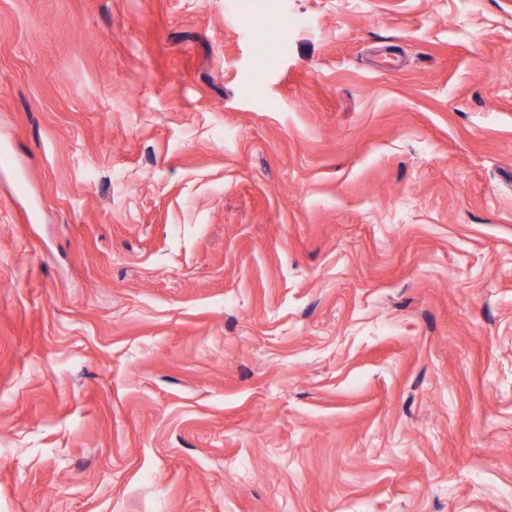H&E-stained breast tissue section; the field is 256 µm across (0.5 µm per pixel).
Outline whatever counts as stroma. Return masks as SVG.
<instances>
[{
  "mask_svg": "<svg viewBox=\"0 0 512 512\" xmlns=\"http://www.w3.org/2000/svg\"><path fill=\"white\" fill-rule=\"evenodd\" d=\"M0 512H512V0H0Z\"/></svg>",
  "mask_w": 512,
  "mask_h": 512,
  "instance_id": "stroma-1",
  "label": "stroma"
}]
</instances>
